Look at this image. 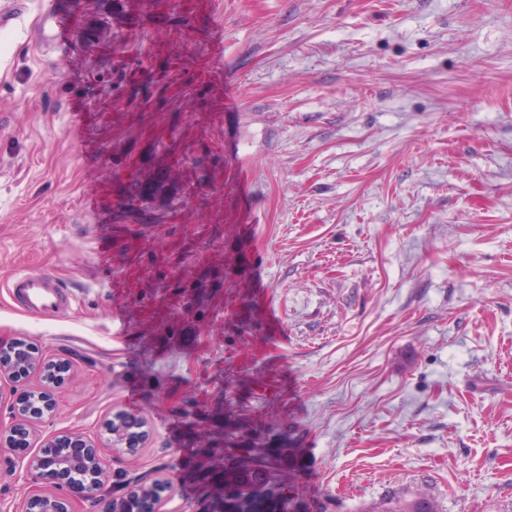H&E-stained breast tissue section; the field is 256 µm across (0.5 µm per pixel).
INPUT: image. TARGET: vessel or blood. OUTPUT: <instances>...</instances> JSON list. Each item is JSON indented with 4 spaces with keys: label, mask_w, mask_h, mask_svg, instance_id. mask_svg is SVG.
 Here are the masks:
<instances>
[{
    "label": "vessel or blood",
    "mask_w": 512,
    "mask_h": 512,
    "mask_svg": "<svg viewBox=\"0 0 512 512\" xmlns=\"http://www.w3.org/2000/svg\"><path fill=\"white\" fill-rule=\"evenodd\" d=\"M9 292L13 302L27 315L42 318L72 306L73 295L57 277L25 271L10 281Z\"/></svg>",
    "instance_id": "b4317fda"
}]
</instances>
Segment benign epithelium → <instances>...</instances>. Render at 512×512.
<instances>
[{"instance_id": "1", "label": "benign epithelium", "mask_w": 512, "mask_h": 512, "mask_svg": "<svg viewBox=\"0 0 512 512\" xmlns=\"http://www.w3.org/2000/svg\"><path fill=\"white\" fill-rule=\"evenodd\" d=\"M46 365V356L31 343H0V383H12L8 414L0 411L1 448L26 449L36 436L37 425L54 413L58 390L65 383L64 375L58 372L46 376L37 403L32 402L31 391L25 387V381L42 372ZM142 427L139 417L117 412L108 430L113 440L124 443L126 453L131 454L140 447ZM69 448L82 449L79 460L89 476L82 484L74 480L67 452ZM27 470L40 481L44 490L26 503L25 512H74V497L88 504L86 512H126L127 502L154 487V482L145 475L125 483L124 495L108 501L99 498L101 486L120 477V473L112 470V456L102 452L100 444L74 433L44 438L38 451L30 457Z\"/></svg>"}]
</instances>
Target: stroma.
Wrapping results in <instances>:
<instances>
[{
	"label": "stroma",
	"mask_w": 512,
	"mask_h": 512,
	"mask_svg": "<svg viewBox=\"0 0 512 512\" xmlns=\"http://www.w3.org/2000/svg\"><path fill=\"white\" fill-rule=\"evenodd\" d=\"M30 269L72 310L12 306ZM16 338L71 360L32 448L141 416L159 512H215L228 436L306 512H512V0H0ZM364 512H438L437 504L428 497L419 496L413 499L401 497L389 498L377 505L370 506Z\"/></svg>",
	"instance_id": "stroma-1"
}]
</instances>
